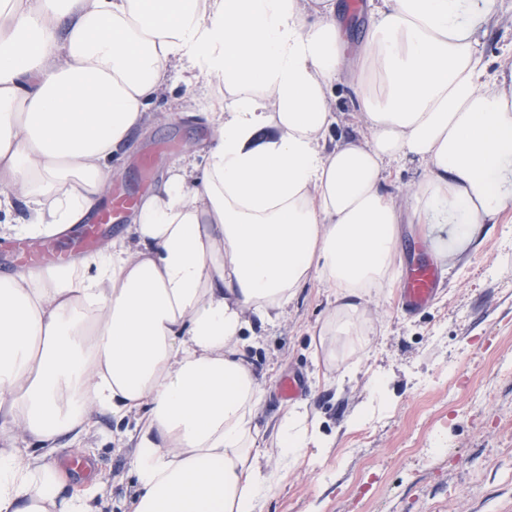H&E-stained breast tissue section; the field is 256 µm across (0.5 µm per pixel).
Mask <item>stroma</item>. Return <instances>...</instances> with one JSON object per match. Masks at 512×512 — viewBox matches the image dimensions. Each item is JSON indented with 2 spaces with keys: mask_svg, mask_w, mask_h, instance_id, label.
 <instances>
[{
  "mask_svg": "<svg viewBox=\"0 0 512 512\" xmlns=\"http://www.w3.org/2000/svg\"><path fill=\"white\" fill-rule=\"evenodd\" d=\"M476 37L485 55L512 59V0ZM182 82L169 83L150 109L181 107L177 122L147 124L113 159V183L140 188L141 154L154 150L160 181L189 142L208 138L199 105ZM436 300L408 315L398 291L373 297L379 317L369 343L339 370L316 363L319 326L333 292L311 282L280 319L258 331L248 353L265 392L257 423L265 434L289 403L281 379L303 380L302 400L321 429L318 446L274 482L261 512H512V218L486 225L475 249L442 273ZM370 435L353 437L361 425ZM84 458L110 480L109 512H125L134 478L117 423L99 418ZM448 452H433L436 439Z\"/></svg>",
  "mask_w": 512,
  "mask_h": 512,
  "instance_id": "35a3bbf8",
  "label": "stroma"
}]
</instances>
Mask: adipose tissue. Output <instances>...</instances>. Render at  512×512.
Returning <instances> with one entry per match:
<instances>
[{
  "label": "adipose tissue",
  "instance_id": "ef3b65f1",
  "mask_svg": "<svg viewBox=\"0 0 512 512\" xmlns=\"http://www.w3.org/2000/svg\"><path fill=\"white\" fill-rule=\"evenodd\" d=\"M462 0H369L349 50L340 0H0V224L48 237L85 223L113 155L169 79L203 83L204 166L183 161L128 234L72 264L0 275V512H103L100 473L69 490L56 457L106 412L127 427L130 512H259V380L244 334L311 281L336 305L316 357L362 344L372 289L396 283L400 226L449 220L450 266L512 212V66L490 70ZM362 128L328 145L333 90ZM423 168L407 207L392 164ZM277 467L318 438L300 406Z\"/></svg>",
  "mask_w": 512,
  "mask_h": 512
}]
</instances>
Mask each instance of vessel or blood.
<instances>
[{"mask_svg":"<svg viewBox=\"0 0 512 512\" xmlns=\"http://www.w3.org/2000/svg\"><path fill=\"white\" fill-rule=\"evenodd\" d=\"M138 202L137 194L122 187L113 189L108 204L97 211L78 234L55 237L38 251L22 243L14 245L17 264L27 268H45L74 261L76 257L91 252L101 233L119 223L123 215L134 209ZM440 286V277L431 261L423 260L408 266L399 294L402 310L412 315L427 307L434 301Z\"/></svg>","mask_w":512,"mask_h":512,"instance_id":"b4317fda","label":"vessel or blood"}]
</instances>
